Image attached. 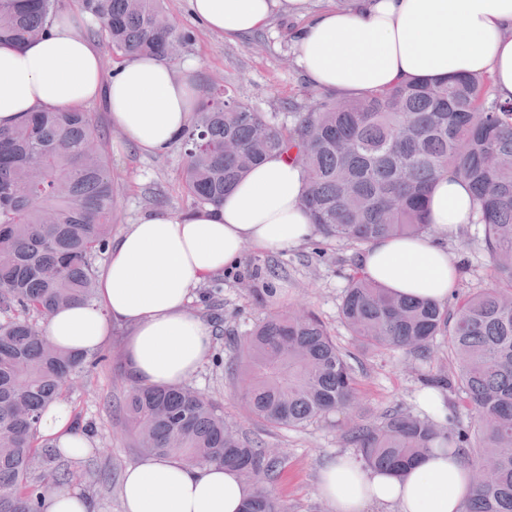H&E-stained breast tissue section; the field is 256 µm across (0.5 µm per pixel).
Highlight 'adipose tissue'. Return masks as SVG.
Returning a JSON list of instances; mask_svg holds the SVG:
<instances>
[{
	"mask_svg": "<svg viewBox=\"0 0 512 512\" xmlns=\"http://www.w3.org/2000/svg\"><path fill=\"white\" fill-rule=\"evenodd\" d=\"M205 26L244 37L280 9L301 13L307 0H189ZM84 18L60 15L34 43L0 44V127L35 110L84 106L107 95L110 119L144 152L168 148L195 106L198 64L135 56L103 83V63L78 33ZM298 63L311 87L356 96L403 80L490 76L495 94L512 100V0H363L358 9L327 10L298 38ZM302 167L274 154L248 172L220 206L153 212L112 243L91 303L49 314L45 337L74 353L95 350L112 327L128 328L124 356L141 386L178 385L212 346L209 326L189 307L192 288L246 249L281 250L314 232L302 205ZM438 230L474 223L468 184L442 176L428 199ZM363 272L392 292L447 302L456 262L432 237L381 238L361 257ZM39 434L72 459L90 442L70 406L52 403ZM471 491L461 455L435 450L402 476L342 454L326 463L317 486L334 512H463ZM253 488L235 470L195 467L177 456L150 455L127 468L123 512H238Z\"/></svg>",
	"mask_w": 512,
	"mask_h": 512,
	"instance_id": "adipose-tissue-1",
	"label": "adipose tissue"
}]
</instances>
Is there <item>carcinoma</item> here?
Segmentation results:
<instances>
[{
	"label": "carcinoma",
	"instance_id": "cac0c4a2",
	"mask_svg": "<svg viewBox=\"0 0 512 512\" xmlns=\"http://www.w3.org/2000/svg\"><path fill=\"white\" fill-rule=\"evenodd\" d=\"M78 4L99 22L90 34L122 59L170 63L171 45L191 40L162 0ZM57 9L56 0H0V43L41 39ZM288 118L280 124L231 89L211 88L179 137L184 193L194 208L217 206L267 156L294 149L315 231L363 250L381 237L428 233L425 204L439 178L466 182L491 287L450 309L393 294L357 268L341 313L366 349L427 359L438 339L448 342L451 369L429 385L457 392L475 427L393 409L377 421L357 418L342 440L368 466L396 475L432 450L453 449L472 472L463 512H512V102L479 75L402 81L346 100L325 96L294 105ZM105 141L82 109L32 112L0 128V512H41L47 486L77 482L61 452L42 442L38 423L44 406L64 400L72 381L103 357L47 345L40 321L94 298L93 258L112 237L117 207ZM239 351L233 371L249 383L241 401L272 427H300L355 402L350 355L312 311L268 314ZM121 409L143 451L234 468L255 486L240 512H284L265 487L281 458L224 421L213 400L185 386L132 384ZM38 462L48 467L40 481L31 478Z\"/></svg>",
	"mask_w": 512,
	"mask_h": 512
}]
</instances>
